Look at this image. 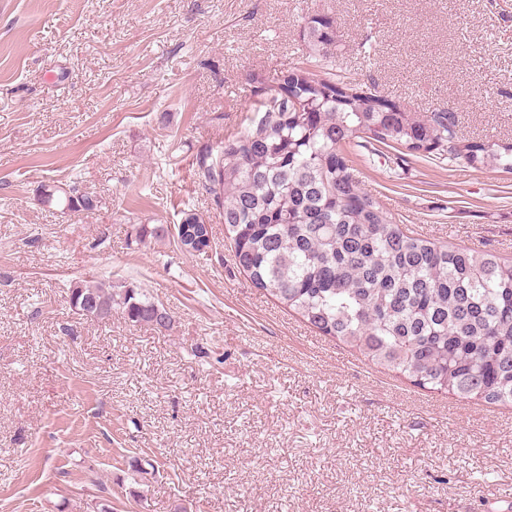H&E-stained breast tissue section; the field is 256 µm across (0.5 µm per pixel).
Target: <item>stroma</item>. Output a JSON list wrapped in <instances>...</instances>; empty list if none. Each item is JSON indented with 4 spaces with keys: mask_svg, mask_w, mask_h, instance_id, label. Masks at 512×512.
Wrapping results in <instances>:
<instances>
[{
    "mask_svg": "<svg viewBox=\"0 0 512 512\" xmlns=\"http://www.w3.org/2000/svg\"><path fill=\"white\" fill-rule=\"evenodd\" d=\"M334 16L337 74L512 143V0H0V512H494L512 407L414 386L253 286L199 161L254 117L249 77ZM361 151L403 228L512 259V174ZM66 183L91 211L41 201ZM213 227L182 252L186 211ZM162 228L138 241L137 225ZM139 288L169 329L76 313Z\"/></svg>",
    "mask_w": 512,
    "mask_h": 512,
    "instance_id": "obj_1",
    "label": "stroma"
}]
</instances>
